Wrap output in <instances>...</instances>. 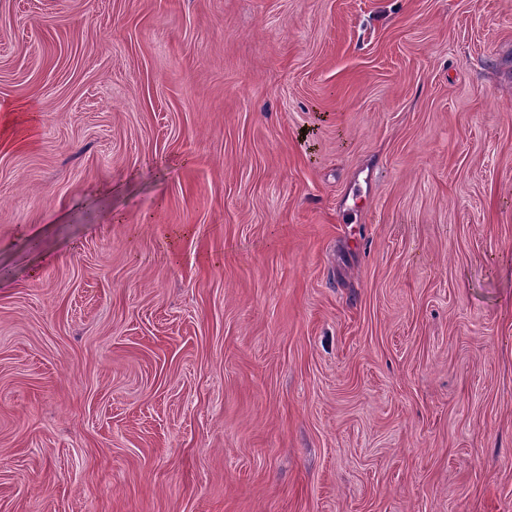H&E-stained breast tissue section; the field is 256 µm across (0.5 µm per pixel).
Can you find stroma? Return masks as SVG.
I'll list each match as a JSON object with an SVG mask.
<instances>
[{
	"label": "stroma",
	"mask_w": 512,
	"mask_h": 512,
	"mask_svg": "<svg viewBox=\"0 0 512 512\" xmlns=\"http://www.w3.org/2000/svg\"><path fill=\"white\" fill-rule=\"evenodd\" d=\"M0 512H512V0H0Z\"/></svg>",
	"instance_id": "obj_1"
}]
</instances>
